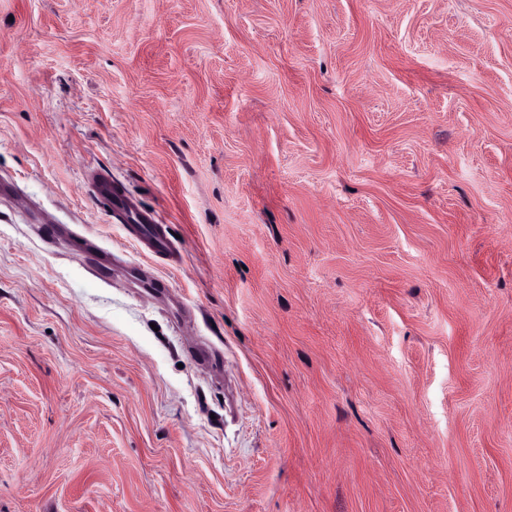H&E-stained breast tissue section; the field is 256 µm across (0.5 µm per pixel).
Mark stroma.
<instances>
[{
    "mask_svg": "<svg viewBox=\"0 0 512 512\" xmlns=\"http://www.w3.org/2000/svg\"><path fill=\"white\" fill-rule=\"evenodd\" d=\"M0 181V512H512V0H0ZM92 194L101 200L110 201L118 210V213L124 219H131L134 224L138 225L140 235L152 241L153 246L157 250L167 248L166 244L159 238L153 224L151 215L140 212L132 208L126 199L112 191V181L110 178H103L91 185Z\"/></svg>",
    "mask_w": 512,
    "mask_h": 512,
    "instance_id": "1",
    "label": "stroma"
}]
</instances>
